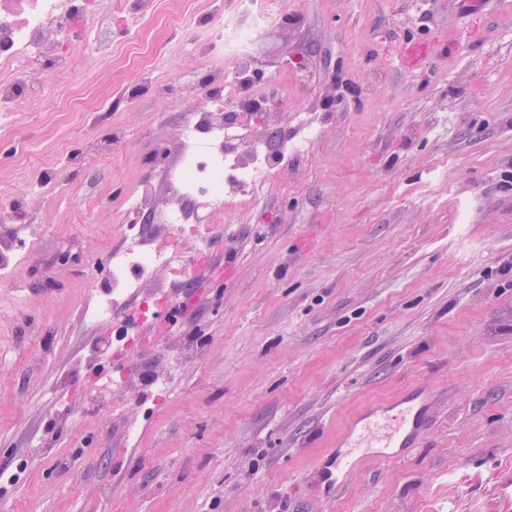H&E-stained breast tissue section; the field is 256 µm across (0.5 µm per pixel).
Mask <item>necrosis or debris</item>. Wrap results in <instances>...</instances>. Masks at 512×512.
Here are the masks:
<instances>
[{
  "instance_id": "necrosis-or-debris-1",
  "label": "necrosis or debris",
  "mask_w": 512,
  "mask_h": 512,
  "mask_svg": "<svg viewBox=\"0 0 512 512\" xmlns=\"http://www.w3.org/2000/svg\"><path fill=\"white\" fill-rule=\"evenodd\" d=\"M236 5L232 16L215 18L197 34L202 45L214 36L224 42V59L210 65L205 81L226 71L232 79L209 109L189 111L182 163L166 174L172 186L166 206L152 208L151 178L141 179L127 193L117 217L125 245L112 251L107 293L83 309L86 321L110 319L158 270L175 278L187 275L178 250L151 246L150 225L169 228L176 239L192 241L197 253H204L216 225L224 221L225 203L250 204L277 165L288 161L287 150L264 141L236 142L235 123L224 114L225 100L239 88H249L258 101L269 97L268 85L253 78L257 48L265 31L286 19L285 14H271L268 0H236ZM105 19L104 0H0V120L20 124L47 92H62L77 81V65L99 68L112 54L111 46L96 37ZM48 76L53 79L49 86L44 83ZM196 199L208 203V223H190L188 205Z\"/></svg>"
}]
</instances>
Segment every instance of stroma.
<instances>
[{
  "mask_svg": "<svg viewBox=\"0 0 512 512\" xmlns=\"http://www.w3.org/2000/svg\"><path fill=\"white\" fill-rule=\"evenodd\" d=\"M272 2L291 17L256 68L288 96L237 135L321 132L225 208L204 261L182 244L187 281L145 283L180 314L124 358L132 308L79 316L119 244L110 197L177 162L167 84L210 107L224 45L193 37L232 0H154L131 50L100 29L105 67L0 131L34 148L0 165V200L28 203L0 235L37 242L0 270V512H512V0ZM416 388L436 399L419 445L318 501L351 419Z\"/></svg>",
  "mask_w": 512,
  "mask_h": 512,
  "instance_id": "35a3bbf8",
  "label": "stroma"
}]
</instances>
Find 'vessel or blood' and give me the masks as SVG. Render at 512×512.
Instances as JSON below:
<instances>
[{
	"label": "vessel or blood",
	"mask_w": 512,
	"mask_h": 512,
	"mask_svg": "<svg viewBox=\"0 0 512 512\" xmlns=\"http://www.w3.org/2000/svg\"><path fill=\"white\" fill-rule=\"evenodd\" d=\"M431 400L430 391L416 390L358 415L319 464L329 491L342 488L366 459H402L425 431Z\"/></svg>",
	"instance_id": "obj_1"
}]
</instances>
